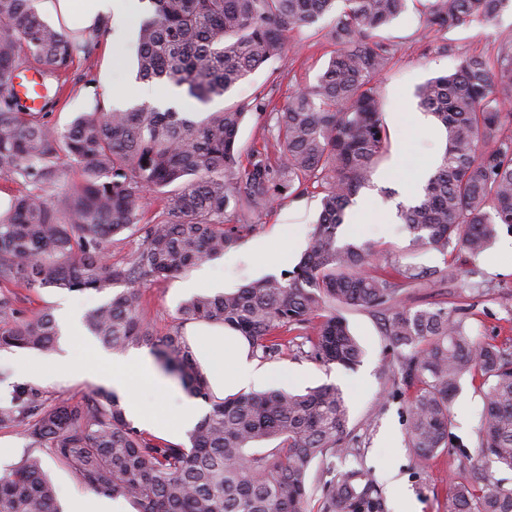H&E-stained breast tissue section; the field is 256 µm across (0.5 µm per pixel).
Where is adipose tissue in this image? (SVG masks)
Listing matches in <instances>:
<instances>
[{"label": "adipose tissue", "mask_w": 512, "mask_h": 512, "mask_svg": "<svg viewBox=\"0 0 512 512\" xmlns=\"http://www.w3.org/2000/svg\"><path fill=\"white\" fill-rule=\"evenodd\" d=\"M187 338L207 371L215 397H224L227 393L262 383L272 376L269 369L250 356L244 337L223 326L196 325L188 329ZM88 358L97 367L102 380L111 382L124 393L128 418L142 428L153 429L157 414L133 389L132 383L136 380L144 388L176 401L177 410L167 425L170 438H179L196 424L201 412L199 405L181 391L169 387L146 350L133 351L123 360L114 361L92 348L88 351Z\"/></svg>", "instance_id": "1"}]
</instances>
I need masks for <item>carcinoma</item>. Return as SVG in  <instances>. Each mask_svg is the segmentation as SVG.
<instances>
[{"label": "carcinoma", "instance_id": "obj_1", "mask_svg": "<svg viewBox=\"0 0 512 512\" xmlns=\"http://www.w3.org/2000/svg\"><path fill=\"white\" fill-rule=\"evenodd\" d=\"M148 2L137 77L203 105L281 58L288 33L326 14H335L328 36L337 49L316 83L286 104L271 107L262 97L202 119L144 103L81 112L61 131L44 121V110L59 103L64 83L42 95L37 112L0 97V178L29 186L0 213V349L50 352L60 336L50 310L23 315L11 288L101 294L118 283L166 279L223 255L254 215L320 189V219L292 270L196 295L179 307L180 324L222 325L265 360L287 354L288 334L299 332L311 360L352 369L364 350L342 310L378 312L400 350L397 366L386 371L411 391L407 444L420 462L452 446L450 408L461 380L469 376L486 388L471 477L452 484L446 512H512V487L481 469L489 459L512 470V352L480 340L456 309L407 305L422 272L398 259L378 266L371 246L342 240L346 209L389 149L377 90L392 47L378 31L406 11L408 0ZM509 7L512 0H424L422 14L426 28L446 32L491 21ZM92 52L81 31L50 24L34 0H0L1 89L34 61L57 78ZM497 60L496 71L483 54H465L454 72L417 89L419 108L445 131L446 148L418 199L399 209L415 252L453 247L479 255L499 225L512 228V42L499 47ZM254 111L263 112L268 137L244 161L238 134ZM61 154L79 173L64 191ZM152 193L162 194V208L144 223ZM126 231L142 233L141 246L129 262L114 265L112 244ZM85 324L118 355L149 347L166 374L211 408L186 446L133 426L110 388L70 402L13 384L0 401V429L18 432L27 445L0 472V512H62L43 453L85 488L122 497L135 512H382L370 473L333 466L350 436L340 388L216 400L179 328H152L134 290L111 294Z\"/></svg>", "mask_w": 512, "mask_h": 512}]
</instances>
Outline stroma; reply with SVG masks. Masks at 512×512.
Returning a JSON list of instances; mask_svg holds the SVG:
<instances>
[{
    "label": "stroma",
    "instance_id": "35a3bbf8",
    "mask_svg": "<svg viewBox=\"0 0 512 512\" xmlns=\"http://www.w3.org/2000/svg\"><path fill=\"white\" fill-rule=\"evenodd\" d=\"M138 24L134 17L125 24L112 25L105 34L89 31L93 53L89 59L75 60L60 103L47 115L50 124L65 128L77 113L99 103L115 108L112 91L116 88L122 89L126 106L138 104L134 82ZM382 36L396 50L378 89L390 148L370 183L355 198L351 212L357 219L356 238L388 258L427 271L438 270L445 266V255L436 250L413 253L400 219L388 214L389 208L412 202L411 187L418 183L423 169L433 166L445 146V135L436 124L417 126L415 91L432 77L454 71L463 54L484 52L495 56L500 42L512 38V9L492 22L460 26L441 35L425 29L418 8L412 6L386 27ZM288 43L290 49L278 65L261 66L232 93L209 104L182 98V111L216 112L261 95L271 97L274 104H283L295 90L315 82L335 48L330 39L309 36L304 30L292 33ZM321 198V191L316 189L284 199L255 219L222 257L201 261L165 280L137 283L147 321L157 330L166 331L174 325L179 306L193 294L232 291L265 275L292 269L318 219ZM459 259L463 276L451 295H442L440 289L424 283L410 289L409 305L425 307L443 301L448 308L466 309L474 334L512 347V230L500 227L489 249L477 256L463 252ZM16 295V306L25 315L47 307L60 321L69 314L84 318L105 300L101 294L54 288L20 287ZM346 318L365 350L355 370L325 366L292 350L286 359L270 362L276 376L256 385V392L340 387L348 401L349 429L361 448L362 463L383 489L385 512H395L399 500L404 501L407 512H444L449 486L468 477L465 458L477 452L483 388L471 379L462 380L451 405L453 447L427 465H419L407 446L409 396L383 372L384 363L395 360L396 354L382 334L381 322L366 309L349 310ZM68 354L73 368L63 379L52 377L58 358L54 352L30 351L18 357L6 350L0 352V369H9L12 380L44 385L50 398L76 402L100 381L87 360L83 342L72 343Z\"/></svg>",
    "mask_w": 512,
    "mask_h": 512
}]
</instances>
